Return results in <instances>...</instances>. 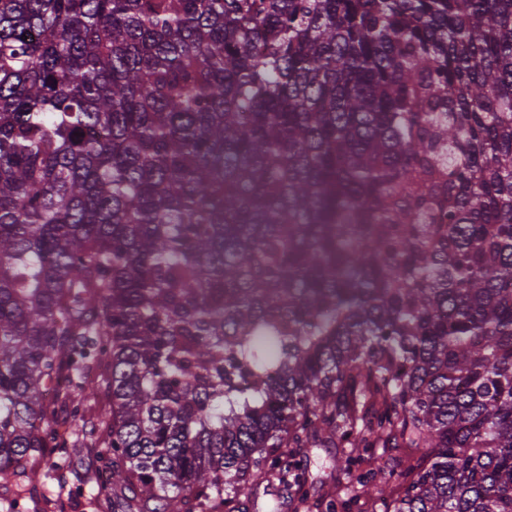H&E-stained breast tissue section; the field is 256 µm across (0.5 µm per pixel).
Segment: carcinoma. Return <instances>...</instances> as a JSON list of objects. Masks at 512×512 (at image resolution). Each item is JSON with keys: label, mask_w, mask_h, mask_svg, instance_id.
Listing matches in <instances>:
<instances>
[{"label": "carcinoma", "mask_w": 512, "mask_h": 512, "mask_svg": "<svg viewBox=\"0 0 512 512\" xmlns=\"http://www.w3.org/2000/svg\"><path fill=\"white\" fill-rule=\"evenodd\" d=\"M95 362L107 512H512V0H0V487ZM310 460V486L308 498L301 501L289 494L277 473L266 476L257 490L249 488L241 496L243 511L247 512H326L330 500L344 497L341 492L358 475L353 467L352 476L344 470L345 459L356 456V448H308ZM330 473L332 478H330ZM323 481L322 483L320 481ZM267 485V486H266ZM269 487V492H266ZM265 488V492H264Z\"/></svg>", "instance_id": "1"}]
</instances>
